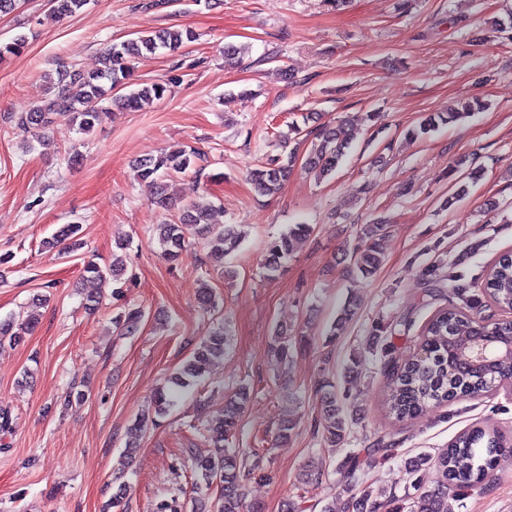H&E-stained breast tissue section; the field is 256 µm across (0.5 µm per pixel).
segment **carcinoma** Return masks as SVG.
Masks as SVG:
<instances>
[{"mask_svg": "<svg viewBox=\"0 0 512 512\" xmlns=\"http://www.w3.org/2000/svg\"><path fill=\"white\" fill-rule=\"evenodd\" d=\"M54 12L74 14L88 4V0H52ZM195 40L192 31L161 29L147 32L136 39L113 44L102 56V68L92 74H73L64 69L58 72L57 82L51 87L53 96L43 104L16 117V125L23 129L45 130L54 122V116L68 114L79 130L88 132L103 121L106 113L98 104L112 98V91L130 84L135 59L160 49L175 51L186 42ZM24 37L0 42V59L17 56L26 48ZM167 84L154 81L138 86L120 96L119 102L131 111L165 97ZM484 108L476 99L452 106L446 112H428L418 125L407 130L411 138H418L443 125L465 120ZM316 140L304 161V169L320 179L331 178L346 157L354 140L352 129L344 122H323L316 127ZM196 151L176 150L157 156H147L135 163L141 182L149 189L150 201L159 208L177 213V220L155 225V234L164 256L175 261L197 238L208 249L209 259L217 264L240 247L243 233L234 225L217 226L212 221V208L197 202L178 203L167 196L163 177L184 173L192 168ZM295 152L270 159L250 172L254 191L263 196L277 193L293 175ZM387 225L381 221L360 226L358 243L350 252V271L360 279L371 278L384 260L383 240ZM77 224L59 228L52 245H60L59 252L71 254L80 246ZM313 232L309 224H295L288 232L265 245L263 267L267 274L278 271L293 253L295 245ZM127 240L115 243L110 272L112 298L123 294L131 283L128 276ZM444 264L425 265L420 277L425 292L435 296L451 286L460 289V275H441ZM490 302L502 317L492 320L481 315L485 302ZM359 303L353 297L344 301L327 336L333 337L357 313ZM512 252L501 254L486 272L480 293L462 298L461 304L450 303L436 311L424 325L416 351L401 363L385 365L386 385L383 408L396 421L413 419L430 407L449 405L456 401L475 399L493 394L501 386L512 382ZM145 314L138 308L123 309L112 318L122 334L135 335ZM37 319L16 325L0 320V349L12 348L22 341ZM409 328L404 321L395 324L377 322L371 326L369 349L389 337L399 336ZM303 342V335L279 331L274 353L282 361L288 360L293 347ZM229 346L224 331L217 329L207 336L174 374L167 386L155 394L156 416H166L180 399L184 390L205 375L208 364L224 355ZM321 437L329 447L344 443L347 431L356 423L354 410L345 406L347 395H339L336 384L324 381L320 385ZM249 385L242 384L225 403L223 412L205 428L212 446L207 454L192 456L195 488H220L214 504L217 512H241L244 500L243 452L232 447L239 421L251 400ZM512 456V435L494 428L473 425L448 443V450L437 457L425 454L416 460L412 473L423 466H433L443 474L445 484L433 491H425L414 501L415 512H455L464 507L471 492L487 485L500 461Z\"/></svg>", "mask_w": 512, "mask_h": 512, "instance_id": "carcinoma-1", "label": "carcinoma"}]
</instances>
